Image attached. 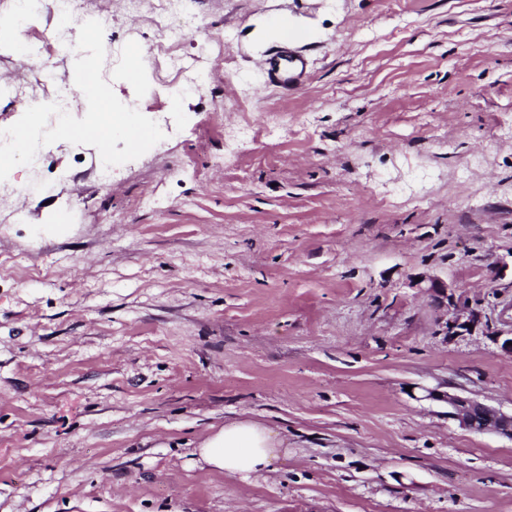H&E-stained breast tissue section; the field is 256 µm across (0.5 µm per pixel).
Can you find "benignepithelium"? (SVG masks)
Wrapping results in <instances>:
<instances>
[{
  "mask_svg": "<svg viewBox=\"0 0 512 512\" xmlns=\"http://www.w3.org/2000/svg\"><path fill=\"white\" fill-rule=\"evenodd\" d=\"M427 292L446 308L447 335L462 336L480 322V311L469 304L458 303L453 288L441 279L427 278ZM423 392V398L444 404L448 418L456 421L460 427L479 433H494L512 440V413L507 414L455 391L425 388Z\"/></svg>",
  "mask_w": 512,
  "mask_h": 512,
  "instance_id": "obj_1",
  "label": "benign epithelium"
}]
</instances>
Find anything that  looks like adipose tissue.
Returning <instances> with one entry per match:
<instances>
[{
    "mask_svg": "<svg viewBox=\"0 0 512 512\" xmlns=\"http://www.w3.org/2000/svg\"><path fill=\"white\" fill-rule=\"evenodd\" d=\"M283 448V439L270 427L242 418L224 423L206 436L197 452L206 466L231 477L273 469Z\"/></svg>",
    "mask_w": 512,
    "mask_h": 512,
    "instance_id": "adipose-tissue-1",
    "label": "adipose tissue"
}]
</instances>
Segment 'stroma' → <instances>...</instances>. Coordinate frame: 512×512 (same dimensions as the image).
Returning a JSON list of instances; mask_svg holds the SVG:
<instances>
[{"mask_svg": "<svg viewBox=\"0 0 512 512\" xmlns=\"http://www.w3.org/2000/svg\"><path fill=\"white\" fill-rule=\"evenodd\" d=\"M195 93L112 63L152 48L122 0L0 26V125L33 119L26 64L77 90L87 64L131 149L57 133L0 182V512H512V440L463 429L414 387L512 411V0H185ZM281 14L308 79L255 59ZM31 50L21 57L17 42ZM482 321L450 336L422 278ZM241 417L288 442L273 471L198 463ZM111 0H55V11L61 17L70 20L67 29L58 34V41L66 42L70 47L75 45L74 36L77 22L87 13L88 7L93 5L98 12L107 11Z\"/></svg>", "mask_w": 512, "mask_h": 512, "instance_id": "obj_1", "label": "stroma"}]
</instances>
